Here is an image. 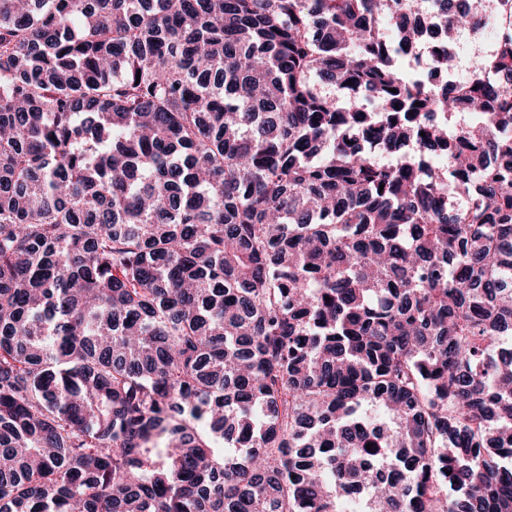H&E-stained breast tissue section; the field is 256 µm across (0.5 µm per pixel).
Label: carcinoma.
<instances>
[{
  "label": "carcinoma",
  "mask_w": 512,
  "mask_h": 512,
  "mask_svg": "<svg viewBox=\"0 0 512 512\" xmlns=\"http://www.w3.org/2000/svg\"><path fill=\"white\" fill-rule=\"evenodd\" d=\"M427 2L0 0V512H512V21L437 88Z\"/></svg>",
  "instance_id": "carcinoma-1"
}]
</instances>
